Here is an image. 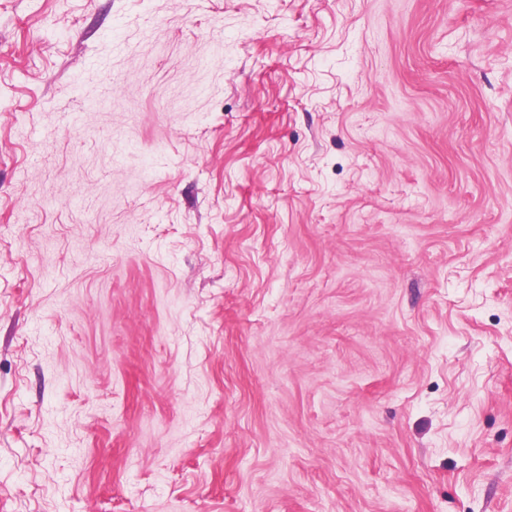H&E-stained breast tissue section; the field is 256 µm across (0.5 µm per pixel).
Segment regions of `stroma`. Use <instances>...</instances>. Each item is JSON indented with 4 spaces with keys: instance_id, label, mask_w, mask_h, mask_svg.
I'll return each mask as SVG.
<instances>
[{
    "instance_id": "obj_1",
    "label": "stroma",
    "mask_w": 512,
    "mask_h": 512,
    "mask_svg": "<svg viewBox=\"0 0 512 512\" xmlns=\"http://www.w3.org/2000/svg\"><path fill=\"white\" fill-rule=\"evenodd\" d=\"M0 512H512V0H0Z\"/></svg>"
}]
</instances>
